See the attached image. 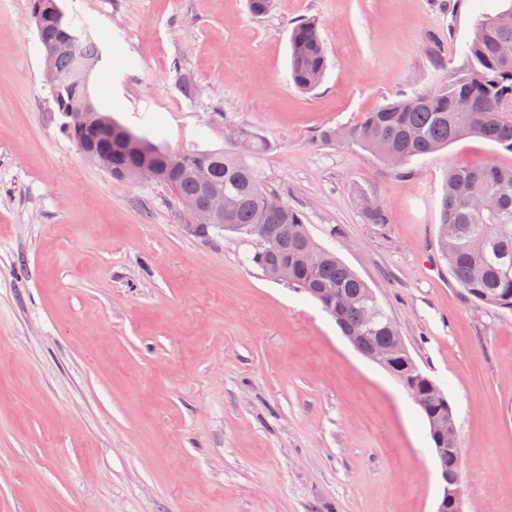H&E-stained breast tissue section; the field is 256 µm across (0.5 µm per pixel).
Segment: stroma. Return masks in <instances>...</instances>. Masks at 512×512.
<instances>
[{
  "label": "stroma",
  "instance_id": "obj_1",
  "mask_svg": "<svg viewBox=\"0 0 512 512\" xmlns=\"http://www.w3.org/2000/svg\"><path fill=\"white\" fill-rule=\"evenodd\" d=\"M101 62L97 105L175 151L258 131L250 164L376 293L448 393L466 512H512V311L438 257L450 169L512 168L466 138L402 168L318 140L456 68L502 0H59ZM32 0H0V512H434L428 425L255 241L202 239L165 187L116 180L59 128ZM327 56L295 88L289 28ZM382 206L371 223L361 202Z\"/></svg>",
  "mask_w": 512,
  "mask_h": 512
}]
</instances>
